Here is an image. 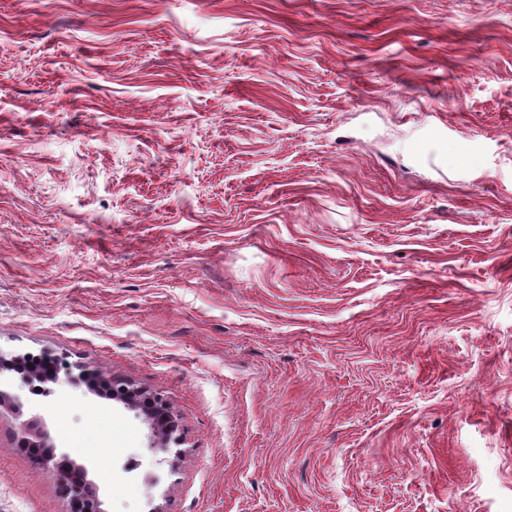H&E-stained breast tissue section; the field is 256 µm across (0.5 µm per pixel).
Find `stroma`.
I'll return each mask as SVG.
<instances>
[{
  "instance_id": "obj_1",
  "label": "stroma",
  "mask_w": 512,
  "mask_h": 512,
  "mask_svg": "<svg viewBox=\"0 0 512 512\" xmlns=\"http://www.w3.org/2000/svg\"><path fill=\"white\" fill-rule=\"evenodd\" d=\"M0 351L167 396L45 404L108 512H512V0H0Z\"/></svg>"
}]
</instances>
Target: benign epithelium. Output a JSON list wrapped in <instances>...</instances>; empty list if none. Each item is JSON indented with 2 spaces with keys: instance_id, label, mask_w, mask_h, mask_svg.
I'll use <instances>...</instances> for the list:
<instances>
[{
  "instance_id": "1",
  "label": "benign epithelium",
  "mask_w": 512,
  "mask_h": 512,
  "mask_svg": "<svg viewBox=\"0 0 512 512\" xmlns=\"http://www.w3.org/2000/svg\"><path fill=\"white\" fill-rule=\"evenodd\" d=\"M25 355L0 353V378L8 376L19 381V387H29L34 382L42 383L39 404H45L53 395L55 387L63 382L85 384L99 397L115 401L124 408L143 414L150 422L149 452L157 462L175 466L180 452H172L171 446L181 444L179 426L170 412V404L158 392L140 390L100 373L91 372L80 364L62 371L55 355L43 352L39 355L42 369L32 371L25 368ZM7 407L17 416L28 415L23 421L19 446L36 450L35 463L51 473L65 487L70 500V512H107L100 488L92 478V464L77 462L66 452L58 450L45 418L39 413L24 412L25 402L18 393L0 388V408Z\"/></svg>"
}]
</instances>
